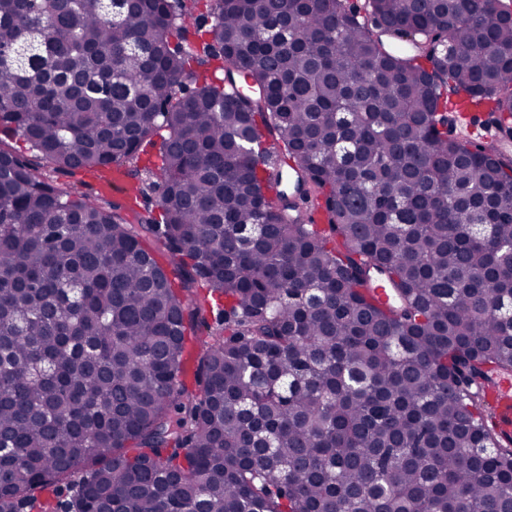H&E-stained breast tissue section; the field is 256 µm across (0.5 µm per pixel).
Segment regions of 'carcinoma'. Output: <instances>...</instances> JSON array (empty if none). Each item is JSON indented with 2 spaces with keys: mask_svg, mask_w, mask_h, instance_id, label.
Listing matches in <instances>:
<instances>
[{
  "mask_svg": "<svg viewBox=\"0 0 512 512\" xmlns=\"http://www.w3.org/2000/svg\"><path fill=\"white\" fill-rule=\"evenodd\" d=\"M197 2L0 0V512H512V20Z\"/></svg>",
  "mask_w": 512,
  "mask_h": 512,
  "instance_id": "carcinoma-1",
  "label": "carcinoma"
}]
</instances>
